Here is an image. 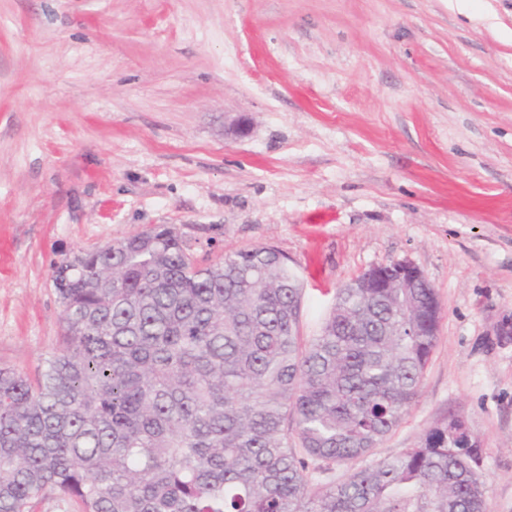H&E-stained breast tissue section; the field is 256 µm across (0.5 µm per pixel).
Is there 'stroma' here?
Masks as SVG:
<instances>
[{
	"instance_id": "1",
	"label": "stroma",
	"mask_w": 512,
	"mask_h": 512,
	"mask_svg": "<svg viewBox=\"0 0 512 512\" xmlns=\"http://www.w3.org/2000/svg\"><path fill=\"white\" fill-rule=\"evenodd\" d=\"M159 224L280 250L306 340L416 265L437 345L376 455L461 416L512 512V0H0V367L60 348L55 263Z\"/></svg>"
}]
</instances>
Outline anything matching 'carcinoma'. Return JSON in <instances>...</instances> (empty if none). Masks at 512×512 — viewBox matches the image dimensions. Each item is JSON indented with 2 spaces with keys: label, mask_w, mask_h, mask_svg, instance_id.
Segmentation results:
<instances>
[{
  "label": "carcinoma",
  "mask_w": 512,
  "mask_h": 512,
  "mask_svg": "<svg viewBox=\"0 0 512 512\" xmlns=\"http://www.w3.org/2000/svg\"><path fill=\"white\" fill-rule=\"evenodd\" d=\"M62 345L0 367V512H490L480 441L448 421L366 462L418 397L431 288H340L305 342L269 246L200 266L168 225L54 266ZM341 468L343 478L329 474Z\"/></svg>",
  "instance_id": "carcinoma-1"
}]
</instances>
